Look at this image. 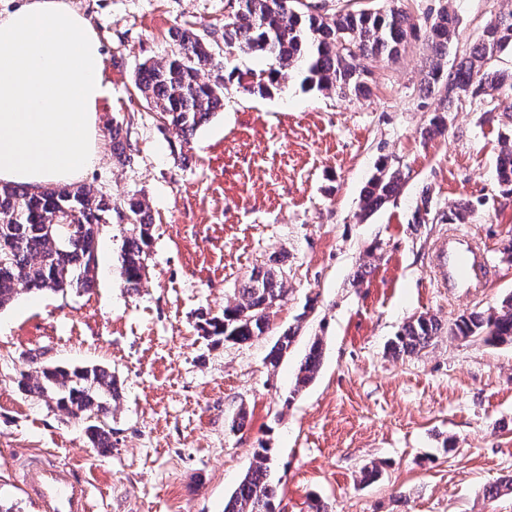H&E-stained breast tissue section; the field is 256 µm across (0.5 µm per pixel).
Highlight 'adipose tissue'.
Returning <instances> with one entry per match:
<instances>
[{
    "label": "adipose tissue",
    "mask_w": 512,
    "mask_h": 512,
    "mask_svg": "<svg viewBox=\"0 0 512 512\" xmlns=\"http://www.w3.org/2000/svg\"><path fill=\"white\" fill-rule=\"evenodd\" d=\"M102 42L67 0H18L0 14V181L39 191L98 159Z\"/></svg>",
    "instance_id": "ef3b65f1"
}]
</instances>
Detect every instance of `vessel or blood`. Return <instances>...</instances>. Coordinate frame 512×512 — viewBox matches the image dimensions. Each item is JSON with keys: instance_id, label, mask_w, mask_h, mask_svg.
<instances>
[{"instance_id": "vessel-or-blood-1", "label": "vessel or blood", "mask_w": 512, "mask_h": 512, "mask_svg": "<svg viewBox=\"0 0 512 512\" xmlns=\"http://www.w3.org/2000/svg\"><path fill=\"white\" fill-rule=\"evenodd\" d=\"M439 287L449 295H474L488 288L491 263L486 248L471 234L449 231L431 256ZM41 512H93L89 489L78 472L49 460L31 462L22 477Z\"/></svg>"}]
</instances>
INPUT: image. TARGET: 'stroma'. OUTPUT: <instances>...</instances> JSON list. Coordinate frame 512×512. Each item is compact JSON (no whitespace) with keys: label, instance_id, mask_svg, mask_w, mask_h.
I'll return each instance as SVG.
<instances>
[{"label":"stroma","instance_id":"35a3bbf8","mask_svg":"<svg viewBox=\"0 0 512 512\" xmlns=\"http://www.w3.org/2000/svg\"><path fill=\"white\" fill-rule=\"evenodd\" d=\"M102 40L107 96L104 150L81 183L152 213L138 290L120 268L123 227L109 224L92 288L23 291L0 310V503L37 512L17 477L30 459L76 468L95 512H224L253 451L273 449L275 512H512V344L450 335L454 321L500 307L512 293V196L496 176L500 134L512 119L470 100L443 113L444 90L425 78L434 53L423 35L397 62L370 63V94L342 98L302 87L293 71L267 98L228 84L224 108L188 145L160 122L134 85L139 65L170 53L171 29L224 22V0H68ZM413 16L448 10L459 20L451 67L486 20L512 0H399ZM130 121V161L112 157L113 121ZM399 169V195L367 214L361 194L379 165ZM429 217L417 211L421 194ZM462 230L488 249L494 278L476 297L436 288L430 253L457 204ZM278 260L287 293L264 336L217 340L222 316L254 268ZM426 315L441 330L414 354L387 343ZM287 356H267L285 330ZM319 373L292 388L314 338ZM103 365L112 450L92 448L83 423L18 386L30 359ZM242 429L231 430L239 410ZM378 463L379 476L361 479Z\"/></svg>","mask_w":512,"mask_h":512}]
</instances>
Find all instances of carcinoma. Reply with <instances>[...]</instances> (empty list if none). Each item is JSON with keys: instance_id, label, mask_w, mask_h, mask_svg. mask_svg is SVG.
Segmentation results:
<instances>
[{"instance_id": "1", "label": "carcinoma", "mask_w": 512, "mask_h": 512, "mask_svg": "<svg viewBox=\"0 0 512 512\" xmlns=\"http://www.w3.org/2000/svg\"><path fill=\"white\" fill-rule=\"evenodd\" d=\"M417 30L411 16L399 7L372 11L359 9L332 14L315 13L309 0H226L220 29L199 33L175 28L171 54L141 63L136 87L155 111L183 140L193 135L224 105L227 81L250 96L266 97L277 88L281 71L298 67L311 89L334 90L347 97L369 93L366 60H395ZM456 36L455 18L444 10L429 27V39L439 56L447 53ZM224 60L215 59V51ZM239 53H263L276 66L259 72H226V63ZM512 54V11L490 18L476 43L450 70L431 61L428 85L445 89L443 111H451L464 96L486 107L512 112V70L497 66L500 56ZM496 174L502 194L512 195V129L501 134ZM131 144L122 125L112 126V157L130 159ZM402 176L386 165L377 168L362 196V208L374 211L399 193ZM126 222L121 248V274L127 287L142 282L149 256L151 224L148 207L130 196L114 201L86 186L50 184L37 192L23 186L0 184V238L12 243L10 257L0 260V309L9 305L19 288L65 293L86 289L94 281L90 268L91 246L99 226L112 219ZM286 293L282 272L272 260L252 271L238 289L239 299L224 308L222 317L208 322L212 334L234 343L265 334L271 310ZM441 327L436 319L421 315L404 324L390 342L395 354H412L429 345ZM450 333L463 339L480 337L487 343L512 342V295L492 313L462 315ZM289 331L273 345L269 364L275 366L288 352ZM322 358V340L315 338L301 363L290 394L296 395L316 377ZM21 389L49 407L87 422L92 446L105 453L112 448L107 423L108 400L116 396L109 369L85 366L72 370L37 365L21 374ZM276 470L272 449L257 448L253 462L231 496L224 512H275Z\"/></svg>"}]
</instances>
